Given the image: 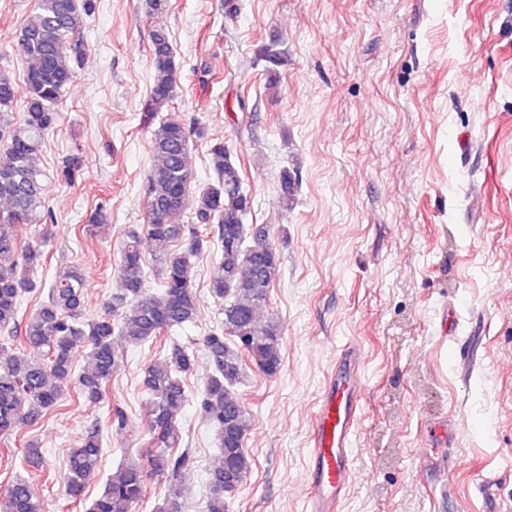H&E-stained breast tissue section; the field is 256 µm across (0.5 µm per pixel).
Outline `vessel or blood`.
<instances>
[{
	"instance_id": "vessel-or-blood-1",
	"label": "vessel or blood",
	"mask_w": 512,
	"mask_h": 512,
	"mask_svg": "<svg viewBox=\"0 0 512 512\" xmlns=\"http://www.w3.org/2000/svg\"><path fill=\"white\" fill-rule=\"evenodd\" d=\"M345 372L330 384L316 416L317 436L307 475L309 512H339L352 478L351 447L362 385L356 351H345Z\"/></svg>"
}]
</instances>
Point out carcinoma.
Returning a JSON list of instances; mask_svg holds the SVG:
<instances>
[{
	"label": "carcinoma",
	"instance_id": "obj_1",
	"mask_svg": "<svg viewBox=\"0 0 512 512\" xmlns=\"http://www.w3.org/2000/svg\"><path fill=\"white\" fill-rule=\"evenodd\" d=\"M95 8L96 0H35L20 31L26 115L18 126L12 117L18 84L0 73V333L26 346L20 350L0 344V436L38 421L63 400L72 383L85 402H104L107 384L121 366L119 346L154 341L164 331L194 323L199 300L191 259L204 251L199 227L211 225L219 262L210 288L224 300V328L211 331L203 341L211 371L198 405L214 426L220 447V458L209 473L207 512H225L224 493L238 488L252 470L244 449L250 419L236 388L249 365L267 376L280 370V324L261 315L279 272L280 254L272 225L246 223L252 197L224 141L208 146L214 179L192 190L193 130L169 111L180 66L166 26L157 23L150 31L153 71L147 108L155 116L165 109L168 113L152 131L151 165L143 184L146 236L159 261L160 293L145 292L141 237L131 231L118 265L121 288L106 303L107 313L87 316L86 278L80 267L73 266L54 280L31 314H20L23 295L36 289L33 274L42 253L18 249L12 227L53 220L45 206L43 136L56 125L58 103L85 55L84 47L70 38L80 34ZM263 56L273 75L286 62L273 44L263 48ZM80 171L79 158H69L57 179L72 185ZM281 186L280 205L286 208L294 202V181L286 170ZM185 210L192 212L193 223H173L174 216ZM79 350L85 351L87 366L75 378L72 358ZM194 367V353L175 344L145 368L142 385L150 416L146 448L112 474L89 512H135L145 498L149 477L175 479L191 465L190 455L180 450L179 416L189 401L185 380ZM102 455L100 430L93 425L69 451L63 479L71 500L83 499ZM0 512H44L30 479L15 478L0 501Z\"/></svg>",
	"mask_w": 512,
	"mask_h": 512
}]
</instances>
